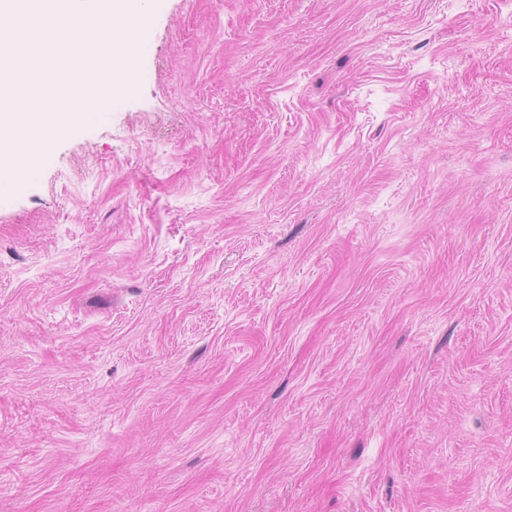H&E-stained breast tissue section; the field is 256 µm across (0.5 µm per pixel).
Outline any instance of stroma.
<instances>
[{
	"mask_svg": "<svg viewBox=\"0 0 512 512\" xmlns=\"http://www.w3.org/2000/svg\"><path fill=\"white\" fill-rule=\"evenodd\" d=\"M0 188V512H512V0H155Z\"/></svg>",
	"mask_w": 512,
	"mask_h": 512,
	"instance_id": "obj_1",
	"label": "stroma"
}]
</instances>
